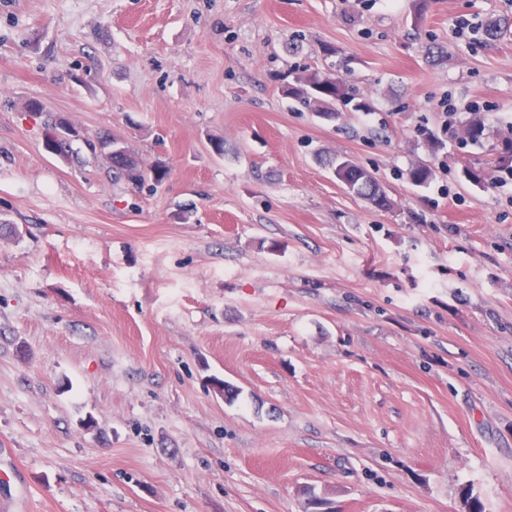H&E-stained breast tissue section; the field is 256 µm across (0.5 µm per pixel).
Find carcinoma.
<instances>
[{"mask_svg":"<svg viewBox=\"0 0 512 512\" xmlns=\"http://www.w3.org/2000/svg\"><path fill=\"white\" fill-rule=\"evenodd\" d=\"M282 93L318 116L326 112L336 113L338 102L347 105L352 103L357 111H367L370 108L367 100L350 94L342 77L318 70L305 69L295 74L293 80L282 87ZM485 130L483 120L475 115L462 125L461 139L477 143L485 136ZM100 146L111 162L113 177L116 179L140 185L148 179L160 184L167 177L164 167L157 165L150 169L145 168L137 156L114 138L100 140ZM332 166L337 179L347 190L372 208L380 211L393 208V201L384 186L367 169L349 160L334 161ZM408 176L414 185L424 186L431 182L434 171L431 166L418 162L409 169Z\"/></svg>","mask_w":512,"mask_h":512,"instance_id":"carcinoma-1","label":"carcinoma"}]
</instances>
